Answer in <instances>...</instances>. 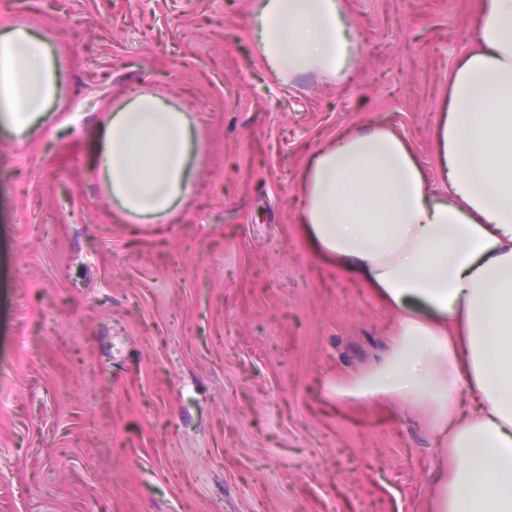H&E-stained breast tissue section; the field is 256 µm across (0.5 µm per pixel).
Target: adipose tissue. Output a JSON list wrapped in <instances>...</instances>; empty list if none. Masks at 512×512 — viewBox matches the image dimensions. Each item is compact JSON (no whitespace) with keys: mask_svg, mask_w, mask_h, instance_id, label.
I'll return each mask as SVG.
<instances>
[{"mask_svg":"<svg viewBox=\"0 0 512 512\" xmlns=\"http://www.w3.org/2000/svg\"><path fill=\"white\" fill-rule=\"evenodd\" d=\"M253 16L255 55L280 82L335 84L356 64L344 0H255ZM60 88L45 36L0 30L1 131L22 143L45 130ZM435 148L439 190L381 127L339 135L301 174L307 245L401 314L379 365L330 391L427 415L438 438L431 512H512V0H481ZM201 154L192 114L144 91L107 112L92 171L124 222L171 224L194 194Z\"/></svg>","mask_w":512,"mask_h":512,"instance_id":"1","label":"adipose tissue"}]
</instances>
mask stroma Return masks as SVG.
<instances>
[{
	"label": "stroma",
	"instance_id": "1",
	"mask_svg": "<svg viewBox=\"0 0 512 512\" xmlns=\"http://www.w3.org/2000/svg\"><path fill=\"white\" fill-rule=\"evenodd\" d=\"M347 82H276L251 0H0L63 66L55 135L0 132V512H427L424 418L328 385L376 367L397 316L302 238L300 175L385 126L438 183L435 132L478 0H345ZM195 119L172 224H128L90 171L113 99Z\"/></svg>",
	"mask_w": 512,
	"mask_h": 512
}]
</instances>
